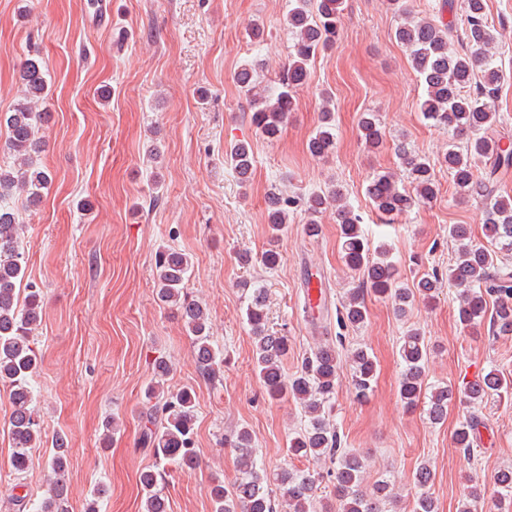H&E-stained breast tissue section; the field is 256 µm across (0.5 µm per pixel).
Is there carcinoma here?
I'll use <instances>...</instances> for the list:
<instances>
[{
	"instance_id": "1",
	"label": "carcinoma",
	"mask_w": 512,
	"mask_h": 512,
	"mask_svg": "<svg viewBox=\"0 0 512 512\" xmlns=\"http://www.w3.org/2000/svg\"><path fill=\"white\" fill-rule=\"evenodd\" d=\"M344 0H289L285 25L294 38L288 63L281 67L279 87L272 95L256 91L257 70L264 64L248 61L235 74L237 85L250 94L251 121L262 132L275 135L288 113L295 111L293 89L308 77L311 61L318 52L331 47L336 40ZM395 39L409 50L413 69L419 75L425 98L420 103L426 119L452 129L464 138L463 146H452L435 163L417 155L408 147H398L400 164L406 172L413 192L400 191L388 173L375 175L367 186V194L377 211L385 216L401 215L416 203L433 198L437 191L436 168L446 169L453 183L464 196L489 202L484 212L483 230L491 243L512 249V196L503 195L497 173L512 168V150L502 148L494 134L499 121L489 101L503 80L489 50L491 35L484 0H465L462 40L466 50L449 48L448 25L433 20L405 18L394 32ZM481 80H475L476 75ZM21 97L13 109L0 114V126L5 128V147L14 156V164L0 167V383L10 388L11 413L6 421L12 440L10 468L16 479L27 472L30 449L42 439L39 416L30 378L36 372L41 357L36 351L34 336L42 318V296L37 288L22 292L25 277L20 243L25 225L10 200L20 193L29 206L41 202L43 191L49 188V171L34 164L33 155L43 145L39 136L43 112L40 105L49 94L47 72L43 62L31 57L20 71ZM334 116L330 109L322 111L320 126L308 142L309 152L316 157L329 154L334 147ZM360 139L370 148L382 142V131L376 116L364 114L359 122ZM226 162L246 181L252 173L253 153L246 142H238L225 152ZM485 159L489 167L483 177L474 178L477 160ZM336 205V222L340 224L343 258L347 266L362 273L358 287L349 290L342 302V325L357 326L365 322L367 308L365 291L392 299L398 316L406 314L414 293L429 299L440 288V279L432 273L422 277L415 289L397 287V269L388 260V251L379 246L370 249L361 224L362 216L342 203L341 193L331 189L298 199L271 192L267 196V222L274 232L288 224V215L303 206L309 220L307 228L318 230L317 217L330 205ZM448 235L459 243L458 256L451 269V280L461 288L458 320L463 325L488 321L494 336L512 335V267L499 261L496 251L477 245L471 240L467 224H451ZM156 297L159 303L176 310L184 321L193 353L202 373L210 380L220 376L223 355L214 347L210 336L209 315L205 307L188 299L185 283L190 269L189 257L176 249L156 253ZM245 321L253 343L254 372L268 398L272 401L291 398L301 408L299 425L289 436L288 454L304 457L315 463L329 460L326 473L310 469L283 468L270 473L254 448L250 431L242 427L229 440L236 454L238 476L233 484H216L210 497L214 512H317L319 485L328 480L333 485L339 512H388L386 503L392 497L390 483L380 479L369 492L360 488L365 460L357 452L341 447L330 414L336 397V379L340 369V353L336 344L319 345L305 357L301 367L288 376L283 372V360L288 355V337L266 327L267 292L263 288L247 289ZM494 298L493 306L488 299ZM430 348L415 330L408 331L399 349L402 360L399 396L408 409L424 403L430 423L438 425L448 415L451 401L460 396L470 403L499 396L508 391L496 370L456 391L448 384L424 383L425 364ZM352 386L357 399L367 398L376 380V361L362 347L349 350ZM167 361L154 364L156 382L147 391L145 416L151 428L143 438L154 448V454L185 469L199 463L195 448V398L183 388L177 392L164 389L169 374ZM475 416L459 423L452 438L463 453L471 454L475 444ZM55 452L48 461L52 483L48 495L33 505V512H70L67 486L68 445L58 434L53 442ZM160 470L140 473L139 483L144 493V512H167L166 499L158 490ZM434 481L432 468L424 463L418 467L415 482L420 493L412 512H436V503L427 492ZM485 490L471 487L460 505V512H477ZM495 498L499 512H512V467L496 477Z\"/></svg>"
}]
</instances>
